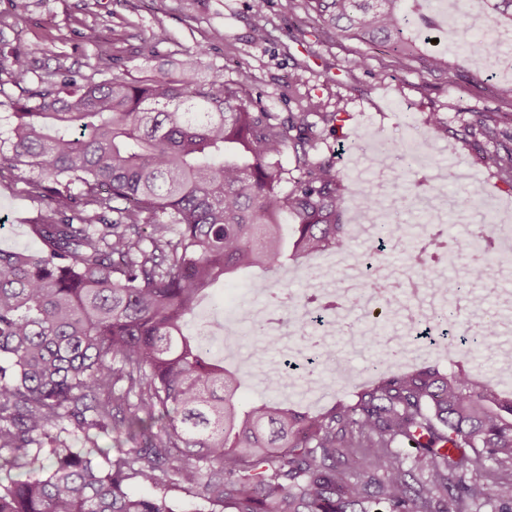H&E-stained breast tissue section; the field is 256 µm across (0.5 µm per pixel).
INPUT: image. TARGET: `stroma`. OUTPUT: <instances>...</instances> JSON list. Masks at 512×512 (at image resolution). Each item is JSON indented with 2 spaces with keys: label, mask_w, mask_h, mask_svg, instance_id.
I'll list each match as a JSON object with an SVG mask.
<instances>
[{
  "label": "stroma",
  "mask_w": 512,
  "mask_h": 512,
  "mask_svg": "<svg viewBox=\"0 0 512 512\" xmlns=\"http://www.w3.org/2000/svg\"><path fill=\"white\" fill-rule=\"evenodd\" d=\"M266 31L256 40V27ZM96 29L99 44L85 41L87 29ZM166 30L168 39L159 43L154 35ZM0 38L31 51L44 71L57 65L83 70L88 55L102 52L121 56L136 76L165 73L178 76L183 61L204 49L199 72L209 77L223 75L235 81L247 76L253 96L273 112H337L340 122L319 128L324 154H339V166L350 181L351 191L370 190L377 177H385L389 188L381 196V206H394V221L424 224L414 205L416 195L448 192L468 201L469 218L448 212L445 221L460 243L454 266H441L439 275L452 278L471 264L475 255L467 246L471 232L485 223L487 210H495L500 220L512 219V186L501 181L490 162L462 137V126L472 112H512L505 100V83L491 72H477L467 49L448 58L444 74L412 65L400 69L389 49L368 46L354 40H336L315 13L298 7L286 12L284 0H268L262 14H255L250 0H28L23 14H15L12 0H0ZM197 55V54H196ZM367 56L368 68L354 67L353 61ZM440 113L448 130L436 133L425 123L427 113ZM396 141H428L434 148L433 163L406 168L397 157L385 170L370 166L371 137ZM482 188L479 199H471L474 188ZM42 201L31 196L20 180L0 178V249L36 250L37 240L29 230ZM252 277L241 274L213 287L195 311L197 321L213 322L209 345L223 358L227 369L245 378L240 395L251 403L268 397L260 375L262 364L276 362L283 355L319 357L323 348L336 351L349 371L342 377L318 370L314 377L323 388L313 397L302 394L300 378H292L284 394L289 404L317 413L337 401L350 402L367 385L381 361L379 346L354 349L349 334L372 329L384 336L406 334L404 322L375 319L361 310L348 315L349 333L329 339L326 345L314 335H300L295 329L271 325L269 334L280 336L275 350L256 358L250 345H237L235 353L224 350L227 335H240L238 309L263 304L251 286ZM493 289L484 310L475 312L467 298H459L456 331L477 333L488 315L499 323L512 321V266L497 268Z\"/></svg>",
  "instance_id": "stroma-1"
}]
</instances>
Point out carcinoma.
<instances>
[{
    "label": "carcinoma",
    "mask_w": 512,
    "mask_h": 512,
    "mask_svg": "<svg viewBox=\"0 0 512 512\" xmlns=\"http://www.w3.org/2000/svg\"><path fill=\"white\" fill-rule=\"evenodd\" d=\"M501 37L468 45L483 71L512 30V0H477ZM338 38L387 44L397 63L420 58L439 30L431 0H306ZM78 75H44L0 39V68L37 85L9 102L0 162L45 202L30 225L35 251L0 250V512H512V395L465 366L493 352L485 324L463 360L388 374L351 403L311 414L270 399L243 407L241 379L186 319L214 283L243 268L288 310L277 278L288 262L351 245L340 222L349 185L319 153L318 124L337 112L282 117L246 97V77L202 83L195 60L177 77H136L94 55ZM101 79H95V76ZM492 117L464 128L495 139ZM293 153L296 176L281 163ZM512 184V148L489 154ZM403 244L420 275L455 263L443 224H376ZM465 277L427 284L453 305L491 278L497 239L483 228ZM366 291L398 306V286ZM301 307L344 330L345 296L312 293ZM136 481L154 490L135 495Z\"/></svg>",
    "instance_id": "1"
}]
</instances>
